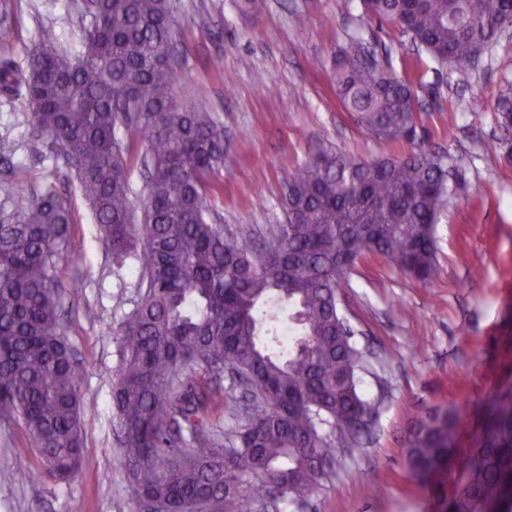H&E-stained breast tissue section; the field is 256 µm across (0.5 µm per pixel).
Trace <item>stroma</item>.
<instances>
[{
  "label": "stroma",
  "mask_w": 512,
  "mask_h": 512,
  "mask_svg": "<svg viewBox=\"0 0 512 512\" xmlns=\"http://www.w3.org/2000/svg\"><path fill=\"white\" fill-rule=\"evenodd\" d=\"M73 0H0V20L14 29L0 58L25 64L39 40V20H56L57 46L82 51ZM172 0L182 33L174 101L213 112L224 146L235 157L216 178L211 205L224 223L260 230L282 221L289 172L319 147L362 157L402 156L414 144L444 149L457 175L456 190L436 227L438 277L422 284L384 258L358 262L338 290L340 308L365 350L363 397L373 402L370 431L336 463L307 512H450L462 463L481 434L486 403L512 390V165L488 164L512 149V130L497 123L498 98L512 82V31L491 43L477 67L439 69L414 50L398 27L363 18L359 0ZM373 47L396 76H421L415 142L376 139L336 100L334 59L348 38ZM221 57V68L211 61ZM206 88L205 99L195 91ZM476 100L479 113L458 112L456 96ZM24 95H0V215L19 187L54 183L70 205L78 261L61 256L62 284L82 289L62 297L68 341L83 365L82 397L94 399L84 418V447L76 475L60 483L39 470L29 439L17 424L0 423V512H135L125 473L116 465L118 426L112 387L119 365L117 334L140 296L135 267L113 272L76 178L47 143L27 135ZM465 409L467 425L455 440L448 468L422 481L411 473L408 441L419 422L437 412ZM36 470L20 483L18 466Z\"/></svg>",
  "instance_id": "obj_1"
}]
</instances>
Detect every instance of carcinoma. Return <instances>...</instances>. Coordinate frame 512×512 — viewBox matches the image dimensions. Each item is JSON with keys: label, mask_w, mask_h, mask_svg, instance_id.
<instances>
[{"label": "carcinoma", "mask_w": 512, "mask_h": 512, "mask_svg": "<svg viewBox=\"0 0 512 512\" xmlns=\"http://www.w3.org/2000/svg\"><path fill=\"white\" fill-rule=\"evenodd\" d=\"M440 67L461 72L512 27V0H360ZM82 53L56 46L55 19L40 24L26 68L0 58V94L25 91L30 138L46 141L74 169L102 240L120 270L138 265L145 289L120 328L113 386L117 461L136 504L182 512H275L317 494L352 430L374 404L362 397L361 351L342 318L337 288L349 267L381 256L414 279L439 274L436 224L451 196L448 154L419 148L363 159L322 148L285 182L284 220L266 243L213 222L208 201L231 161L211 113L173 104L180 36L170 0H79ZM341 108L373 137H416L423 111L415 82L367 56L362 39L336 53L331 76ZM512 128V84L498 101ZM124 127L130 139L117 137ZM147 169L142 235L131 161ZM0 216V423L19 422L43 472L69 481L79 468L83 415L80 366L66 339L55 263L75 258L70 210L53 185L11 194ZM295 309L301 335L283 343L259 325L270 305ZM255 393L226 434L224 371ZM461 411L431 418L409 441L411 472L445 466ZM512 498V392L494 399L471 450L452 512H479Z\"/></svg>", "instance_id": "1"}]
</instances>
